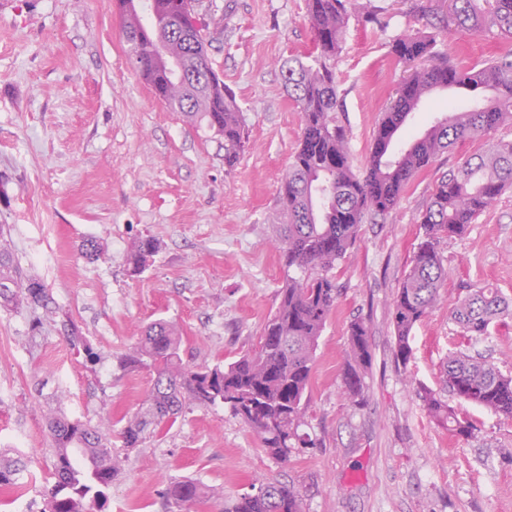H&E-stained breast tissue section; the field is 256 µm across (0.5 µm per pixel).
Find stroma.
<instances>
[{
	"mask_svg": "<svg viewBox=\"0 0 512 512\" xmlns=\"http://www.w3.org/2000/svg\"><path fill=\"white\" fill-rule=\"evenodd\" d=\"M386 29L350 22L336 60L339 118L362 169L382 112L409 73L391 52L395 35L436 34L440 16L415 19L411 0H384ZM208 54L235 94L247 140L234 170L224 140L162 103L129 61L113 0H0V224L5 248L35 275L46 304L0 305V455L21 459L27 491L0 490V512H43L53 456L47 420L60 411L112 436L121 469L106 512H170L164 491L185 477L225 500L277 481L297 487L307 512H512V420L444 391L448 355L479 352L512 375V315L481 336L449 318L464 289L490 286L512 300V189L444 239L440 303L418 323L412 357L394 354L392 302L420 241L416 215L443 173L485 148L474 140L440 154L384 221L362 225L334 273L341 288L315 354L287 461L229 408L186 407L173 426L123 447V416L138 409L153 374L124 366L145 328L165 320L192 365L225 363L250 349L273 312L285 273L277 244L278 193L299 143L301 115L282 65L314 50L306 0H200ZM482 92L434 95L406 123L417 135ZM154 237L147 269L131 275L134 243ZM100 255H82L86 240ZM370 327L364 399L342 391L347 329ZM88 339L86 358L67 340ZM439 392L475 425L453 435L420 397Z\"/></svg>",
	"mask_w": 512,
	"mask_h": 512,
	"instance_id": "stroma-1",
	"label": "stroma"
}]
</instances>
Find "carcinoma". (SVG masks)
Listing matches in <instances>:
<instances>
[{"label":"carcinoma","mask_w":512,"mask_h":512,"mask_svg":"<svg viewBox=\"0 0 512 512\" xmlns=\"http://www.w3.org/2000/svg\"><path fill=\"white\" fill-rule=\"evenodd\" d=\"M128 39L137 41L132 65L158 97L191 121H201L224 137V165L233 168L245 144L242 112L232 92L213 69L201 28L182 27L180 12L195 15L196 0H152L149 21L142 22V0H122ZM387 7L377 0H308L307 17L314 34L311 62L290 59L282 66L288 98L301 114V135L280 183L284 218L278 247L288 273L279 301L256 346L223 365L190 366L181 357L182 337L171 324H150L126 366L155 375L139 409L120 432L124 447L137 448L158 436L163 425L188 405L218 404L260 437L264 450L286 462L298 434L308 397L312 365L325 324L336 308L339 288L333 269L357 242L361 225L385 218L401 201L411 182L433 160L457 145L484 139V153L467 159L443 177L418 213L421 241L393 298L395 357L405 364L412 354L410 336L441 299L448 271L439 245L462 237L471 224L512 186V140L492 138L512 122V0H454L441 35L464 32L493 42L482 67L465 69L434 51L437 36L403 32L392 52L415 69L396 89L373 133L362 172L354 171L347 133L336 113L341 102L336 57L350 21L387 26ZM191 73L183 95L170 97L171 79L179 69ZM450 88L491 92L467 112H451L421 136L395 149L393 144L408 116L434 91ZM157 252L152 237L138 241L130 273L145 271ZM22 296L32 309L44 306L46 292L35 278L23 275L9 252L0 247V303ZM512 305L495 288L470 289L458 298L450 319L463 336H482ZM72 349L95 357L86 337L68 330ZM372 360L370 329L362 317L348 327L343 366L344 393L353 401L364 394ZM443 383L459 399L512 420V376L481 355L457 352L443 365ZM422 399L430 414L448 422L461 436L473 427L431 391ZM53 483L45 490L46 512H101L106 490L119 471L118 456L99 428L63 416L49 419ZM21 468L0 466V488L21 485ZM165 495L177 512H191L214 497L210 487L192 478L173 481ZM224 512H306L293 485L263 483L224 505Z\"/></svg>","instance_id":"obj_1"}]
</instances>
